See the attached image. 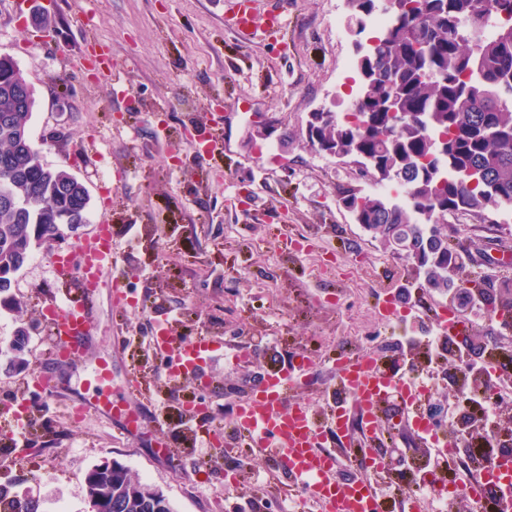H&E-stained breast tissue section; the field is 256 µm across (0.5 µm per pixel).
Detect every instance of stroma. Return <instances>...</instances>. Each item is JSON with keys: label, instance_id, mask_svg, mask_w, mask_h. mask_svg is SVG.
Segmentation results:
<instances>
[{"label": "stroma", "instance_id": "obj_1", "mask_svg": "<svg viewBox=\"0 0 512 512\" xmlns=\"http://www.w3.org/2000/svg\"><path fill=\"white\" fill-rule=\"evenodd\" d=\"M231 0H0V55L11 56L34 90L30 135L51 168L87 186V224L62 252L89 245L94 222L112 227L115 260L94 295L97 325L86 359L55 371L57 388L33 384L54 351L42 309L79 298L57 277L52 251L34 250L12 292L21 312L0 310V347L30 328L26 370L0 373V406L37 408L25 441L0 443V484L36 500L41 512H86L89 471L119 462L158 490L176 512H281L295 497L292 477L263 451L238 448L224 417L250 382L306 358L314 375L292 399L326 419L336 360L370 353L389 371H448L434 381L431 409L443 412L449 445L461 436L448 413L472 338L511 333L427 288L412 260L387 249L339 204V186L370 191L371 181L308 146L312 113L346 112L344 70L356 56L357 25L346 0H255L258 17L285 23L246 36L231 21ZM50 17L46 33L41 16ZM223 141L200 154L186 133ZM448 241L469 252L464 277L512 289V223L502 211L465 215ZM453 307L464 338L438 347L434 314ZM208 338L206 387L167 382V356L154 345L158 324ZM112 365V394L137 381V430L76 415L89 386L86 362ZM396 400L380 420L390 471L382 488L390 512L401 489L421 481L423 455ZM178 453L160 459L161 443ZM258 472L270 488L250 497L229 475Z\"/></svg>", "mask_w": 512, "mask_h": 512}]
</instances>
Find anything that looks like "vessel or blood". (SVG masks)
Instances as JSON below:
<instances>
[{"label": "vessel or blood", "mask_w": 512, "mask_h": 512, "mask_svg": "<svg viewBox=\"0 0 512 512\" xmlns=\"http://www.w3.org/2000/svg\"><path fill=\"white\" fill-rule=\"evenodd\" d=\"M234 26L244 34H257L261 26L277 27L280 13L270 12L257 20L253 0H235ZM114 258L112 227L98 224L93 241L82 251L78 265H70L56 256L59 274L76 281L84 294L99 288ZM54 354L67 357L85 350L94 329V317L87 301H68L58 306L50 323ZM159 345L172 349V371L178 376L197 375L208 357L210 342L205 338L186 339L162 330ZM306 363L294 364L267 374L247 385L238 399L233 426L250 435L251 445L270 451L278 463L288 469L298 487L300 500L315 502L319 512H387L375 482L343 479L338 474L341 461L335 450L326 448L325 429H333L337 438L352 441L354 430L377 437L382 403L394 394L414 397L412 382L404 376L388 373L372 356L349 357L336 363V387L346 399L337 403L329 425H322L313 410L291 400L289 391L308 373ZM498 491L493 512H512V465L503 466L483 484H476L475 495L485 486Z\"/></svg>", "instance_id": "1"}]
</instances>
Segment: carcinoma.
<instances>
[{
    "instance_id": "cac0c4a2",
    "label": "carcinoma",
    "mask_w": 512,
    "mask_h": 512,
    "mask_svg": "<svg viewBox=\"0 0 512 512\" xmlns=\"http://www.w3.org/2000/svg\"><path fill=\"white\" fill-rule=\"evenodd\" d=\"M384 11L391 19L372 36L370 53L356 45V69L367 76L351 103L360 125L322 112L317 131L373 160L362 177L405 188L401 202L341 188L339 199L357 220L384 239L405 227L426 255L418 273L454 274L459 257L448 245V214L512 207V0H391ZM25 83L16 63L0 65V309L10 311L21 309L10 293L12 279L36 242L59 232L63 214L88 210L81 186L45 166L34 142L16 138L35 106ZM393 90L399 124L387 106ZM25 339L16 330L4 372L23 366ZM87 494L101 512H175L162 493L117 462L88 473ZM38 509L0 484V512Z\"/></svg>"
}]
</instances>
